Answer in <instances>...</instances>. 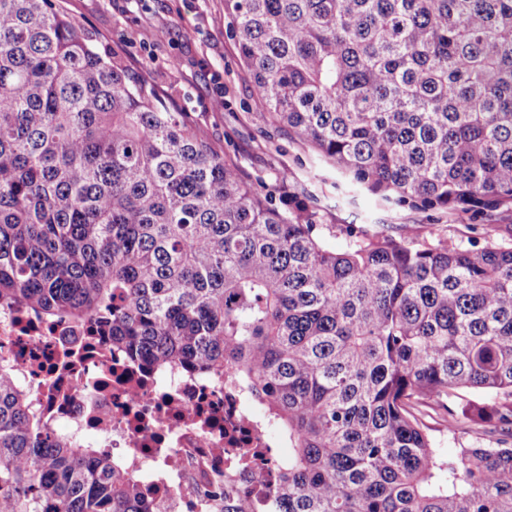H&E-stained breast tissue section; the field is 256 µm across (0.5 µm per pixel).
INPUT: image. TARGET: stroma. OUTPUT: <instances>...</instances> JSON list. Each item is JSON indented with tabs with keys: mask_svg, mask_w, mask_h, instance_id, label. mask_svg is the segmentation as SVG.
I'll use <instances>...</instances> for the list:
<instances>
[{
	"mask_svg": "<svg viewBox=\"0 0 512 512\" xmlns=\"http://www.w3.org/2000/svg\"><path fill=\"white\" fill-rule=\"evenodd\" d=\"M54 8L91 32L100 52L132 77L153 86L169 111L185 113L225 161L258 183L262 193L306 205L332 248H344L348 228L359 238L381 232L414 246L447 242L463 248L512 247V210L487 214L427 210L384 198L355 183L299 143L261 106L244 66L224 0H52ZM223 93L224 108L212 99ZM446 408H424L422 421L436 448H502L512 438L484 423L456 434L445 429Z\"/></svg>",
	"mask_w": 512,
	"mask_h": 512,
	"instance_id": "1",
	"label": "stroma"
}]
</instances>
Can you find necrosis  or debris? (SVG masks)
Listing matches in <instances>:
<instances>
[{"instance_id":"4bbe7bcc","label":"necrosis or debris","mask_w":512,"mask_h":512,"mask_svg":"<svg viewBox=\"0 0 512 512\" xmlns=\"http://www.w3.org/2000/svg\"><path fill=\"white\" fill-rule=\"evenodd\" d=\"M0 361L54 425L96 432L100 447L144 472L149 512H222L214 490L226 483L254 512H273L277 430L227 377L157 370L19 306L0 307Z\"/></svg>"}]
</instances>
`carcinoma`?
Segmentation results:
<instances>
[{
	"label": "carcinoma",
	"instance_id": "carcinoma-1",
	"mask_svg": "<svg viewBox=\"0 0 512 512\" xmlns=\"http://www.w3.org/2000/svg\"><path fill=\"white\" fill-rule=\"evenodd\" d=\"M262 106L359 184L512 206V0H224ZM0 306L95 321L224 372L288 440L275 512H512V448H434L417 411L512 433V248H328L50 0H0ZM0 362V512H145ZM224 512H252L224 485Z\"/></svg>",
	"mask_w": 512,
	"mask_h": 512
}]
</instances>
